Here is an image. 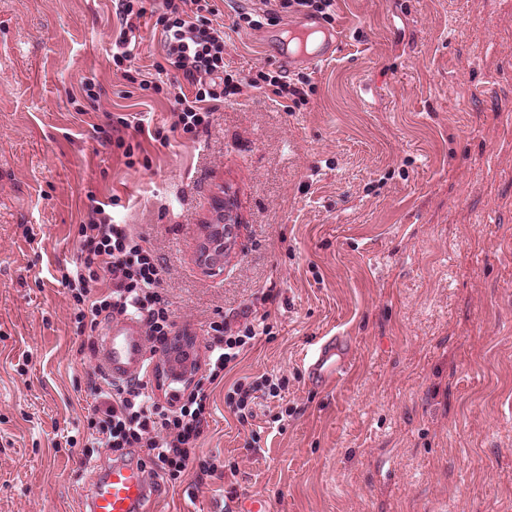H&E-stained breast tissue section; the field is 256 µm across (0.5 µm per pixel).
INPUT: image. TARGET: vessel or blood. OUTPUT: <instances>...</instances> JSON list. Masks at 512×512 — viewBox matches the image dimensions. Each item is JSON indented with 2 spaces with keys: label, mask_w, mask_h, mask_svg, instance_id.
I'll list each match as a JSON object with an SVG mask.
<instances>
[{
  "label": "vessel or blood",
  "mask_w": 512,
  "mask_h": 512,
  "mask_svg": "<svg viewBox=\"0 0 512 512\" xmlns=\"http://www.w3.org/2000/svg\"><path fill=\"white\" fill-rule=\"evenodd\" d=\"M97 358L110 380L138 376L147 360L146 338L139 320L128 317L114 323L98 346ZM348 365L345 337L329 336L311 350L307 371L312 383L331 387L342 381ZM151 496L141 468L116 465L95 484L89 506L91 512H142Z\"/></svg>",
  "instance_id": "b4317fda"
}]
</instances>
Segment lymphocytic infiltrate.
<instances>
[{"label": "lymphocytic infiltrate", "instance_id": "1", "mask_svg": "<svg viewBox=\"0 0 512 512\" xmlns=\"http://www.w3.org/2000/svg\"><path fill=\"white\" fill-rule=\"evenodd\" d=\"M157 17L162 26L163 54L155 62L157 75L179 74L190 92L173 97V129L195 133L208 128L218 103L240 94L241 84L224 73V28L213 24L217 15L212 0H118L120 22L112 60L133 62L137 19ZM78 262L63 274L61 284L74 302L77 330L97 326L100 316H134L141 320L152 351L169 349L174 314L160 287L163 269L146 239L130 225L113 223L108 204L90 198L88 218L76 232ZM206 346L208 372L180 404L161 405L153 397L148 374L92 388L87 441L115 454L139 449L163 479L174 481L189 470L200 475H223L214 457L197 453L210 403L211 387L232 369L256 337L253 324L231 330L212 323ZM281 383L264 376L252 383H237L226 404L239 422L254 415L256 394L277 396Z\"/></svg>", "mask_w": 512, "mask_h": 512}]
</instances>
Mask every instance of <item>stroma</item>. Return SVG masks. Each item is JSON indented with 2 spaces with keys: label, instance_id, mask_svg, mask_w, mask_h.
<instances>
[{
  "label": "stroma",
  "instance_id": "1",
  "mask_svg": "<svg viewBox=\"0 0 512 512\" xmlns=\"http://www.w3.org/2000/svg\"><path fill=\"white\" fill-rule=\"evenodd\" d=\"M216 5L244 86L186 134L170 129L182 78L139 86L154 19L118 67L114 0H0V512H84L113 464L86 446L100 373L59 284L91 194L148 240L195 349L213 322L267 327L199 439L228 475L186 474L163 512L251 495L272 512H512V0H336L335 54L288 72L291 16L241 28L261 0ZM261 72L305 78L304 100L247 86ZM228 201L215 274L200 251ZM338 334L349 370L313 389L305 355ZM264 375L283 389L239 423L227 394Z\"/></svg>",
  "mask_w": 512,
  "mask_h": 512
}]
</instances>
